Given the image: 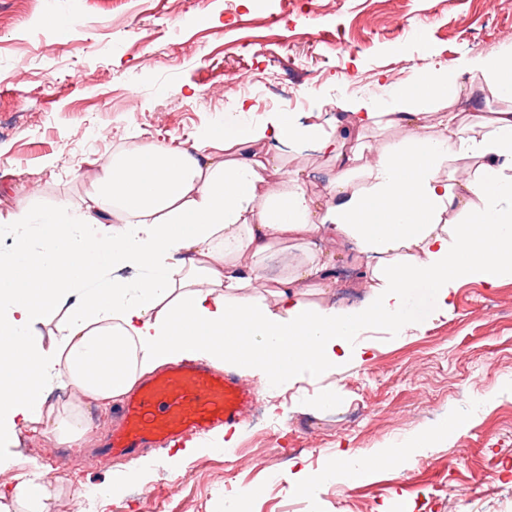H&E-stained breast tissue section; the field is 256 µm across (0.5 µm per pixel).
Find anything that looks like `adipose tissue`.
Instances as JSON below:
<instances>
[{
    "mask_svg": "<svg viewBox=\"0 0 512 512\" xmlns=\"http://www.w3.org/2000/svg\"><path fill=\"white\" fill-rule=\"evenodd\" d=\"M479 70V95L458 66L417 72L353 112L349 143L285 112L255 127L241 109L181 144L90 161L80 206L0 212V235L13 238L0 253V441L25 426L84 445L87 409L111 408L187 358L244 368L272 388L336 373L362 359L352 342L367 328H418L420 292L444 314L458 283L512 279V57ZM379 124L413 132L381 148L364 142ZM269 139L278 152L264 150ZM303 148L336 161L315 195L295 172L271 181ZM452 160L466 163L456 178L443 174ZM290 240L305 243V258L267 277L272 247ZM327 240L362 259L360 305L300 300L302 289L336 286ZM52 320L59 340L48 350L37 326ZM59 385L75 402L48 403ZM463 427L451 416L400 443L340 453L318 479L404 467ZM50 498L39 470L14 486L21 512H48Z\"/></svg>",
    "mask_w": 512,
    "mask_h": 512,
    "instance_id": "obj_1",
    "label": "adipose tissue"
}]
</instances>
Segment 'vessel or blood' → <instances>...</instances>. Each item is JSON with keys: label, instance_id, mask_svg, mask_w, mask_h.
Wrapping results in <instances>:
<instances>
[{"label": "vessel or blood", "instance_id": "b4317fda", "mask_svg": "<svg viewBox=\"0 0 512 512\" xmlns=\"http://www.w3.org/2000/svg\"><path fill=\"white\" fill-rule=\"evenodd\" d=\"M252 400V391L234 375L213 371L198 360L181 361L127 401L126 427L113 434L109 448L131 456L149 442H171L187 431L203 436L219 424L234 426Z\"/></svg>", "mask_w": 512, "mask_h": 512}]
</instances>
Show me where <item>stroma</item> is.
<instances>
[{
  "label": "stroma",
  "mask_w": 512,
  "mask_h": 512,
  "mask_svg": "<svg viewBox=\"0 0 512 512\" xmlns=\"http://www.w3.org/2000/svg\"><path fill=\"white\" fill-rule=\"evenodd\" d=\"M66 22L58 29L48 14ZM277 22L256 28L259 16ZM512 0L484 14L481 0H334L317 16L306 0H0V178L11 205L81 203L91 189L80 164L133 148L186 141L245 106L253 125L273 113L340 133L351 110L423 69L512 53ZM27 55L28 85L11 78ZM252 67L262 80L230 101L210 97L226 74ZM137 109L126 107L128 96ZM112 129L105 145L89 131ZM405 335L373 327L355 340L368 357L340 373H302L278 390L259 386L237 424L238 442L202 452L179 471L159 443L128 460L97 450L117 429L116 410L96 411L81 448L23 427L0 446V498L38 467L54 497L50 512H82L83 489L113 471L142 470L98 512H512V280L469 281L447 314L419 311ZM333 390L332 405L320 403ZM464 420L456 440L428 448L402 469L376 467L356 481L301 490L336 454L409 437L446 416ZM256 496H246L248 488Z\"/></svg>",
  "instance_id": "35a3bbf8"
}]
</instances>
